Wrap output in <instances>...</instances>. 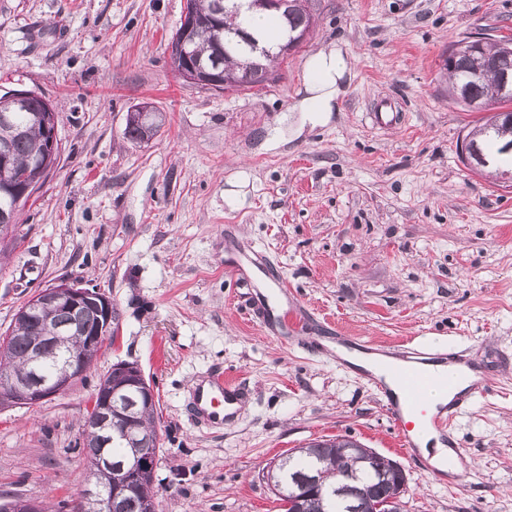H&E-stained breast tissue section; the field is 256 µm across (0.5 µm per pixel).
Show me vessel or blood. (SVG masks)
Masks as SVG:
<instances>
[{
	"mask_svg": "<svg viewBox=\"0 0 512 512\" xmlns=\"http://www.w3.org/2000/svg\"><path fill=\"white\" fill-rule=\"evenodd\" d=\"M224 271L237 281L255 284L263 281L274 291L275 300L259 299L252 316L265 334L285 341L295 336L300 323L310 314L282 281L268 257L260 251L237 247L224 258ZM336 362L348 366L354 353L367 358L360 369V380L380 397L397 430L398 445L405 453L416 454L417 434L430 428L450 441L459 410L488 388L481 365L454 349L428 350L419 344L384 345L363 341L337 331ZM439 389L450 392L451 400L441 406L427 400V392ZM243 390L223 371L211 374L195 395L194 409L210 423H223L244 403Z\"/></svg>",
	"mask_w": 512,
	"mask_h": 512,
	"instance_id": "b4317fda",
	"label": "vessel or blood"
}]
</instances>
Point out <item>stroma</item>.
<instances>
[{
  "instance_id": "1",
  "label": "stroma",
  "mask_w": 512,
  "mask_h": 512,
  "mask_svg": "<svg viewBox=\"0 0 512 512\" xmlns=\"http://www.w3.org/2000/svg\"><path fill=\"white\" fill-rule=\"evenodd\" d=\"M186 0H0V94L51 101L57 167L0 246V332L62 279L97 286L116 341L87 377L43 405L0 411V498L76 504L82 423L113 364L136 363L158 402V512H280L266 465L314 440L352 437L405 470V512H512V179L471 171L466 135L485 123L448 97L449 44L512 37V0H315L310 40L262 91L186 84L169 43ZM342 44L351 75L335 112L294 105L308 59ZM148 101L160 133L123 138ZM401 105L379 127L372 103ZM250 176L238 208L224 192ZM240 242L269 255L315 316L288 343L252 319L224 275ZM363 340L475 346L492 388L457 419L460 488L396 445L375 392L311 346L333 326ZM223 369L251 392L229 422L191 411Z\"/></svg>"
}]
</instances>
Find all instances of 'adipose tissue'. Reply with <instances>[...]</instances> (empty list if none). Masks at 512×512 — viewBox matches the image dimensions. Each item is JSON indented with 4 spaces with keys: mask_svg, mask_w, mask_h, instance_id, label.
I'll return each mask as SVG.
<instances>
[{
    "mask_svg": "<svg viewBox=\"0 0 512 512\" xmlns=\"http://www.w3.org/2000/svg\"><path fill=\"white\" fill-rule=\"evenodd\" d=\"M349 73L347 55L339 45L318 51L308 61V77L304 83V94L296 104L297 109L310 113L314 121L327 120Z\"/></svg>",
    "mask_w": 512,
    "mask_h": 512,
    "instance_id": "adipose-tissue-1",
    "label": "adipose tissue"
}]
</instances>
